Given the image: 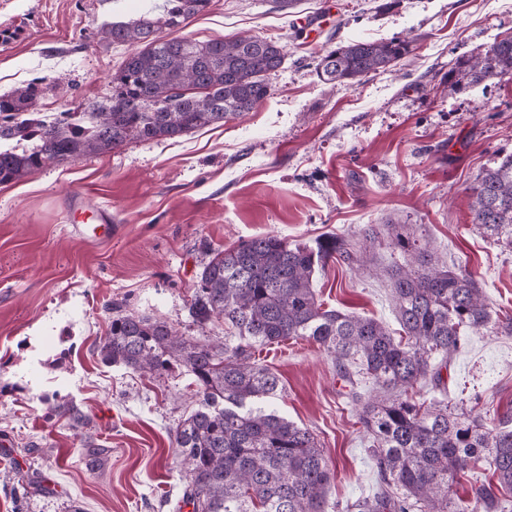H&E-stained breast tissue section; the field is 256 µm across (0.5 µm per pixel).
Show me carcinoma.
<instances>
[{
  "label": "carcinoma",
  "instance_id": "1",
  "mask_svg": "<svg viewBox=\"0 0 512 512\" xmlns=\"http://www.w3.org/2000/svg\"><path fill=\"white\" fill-rule=\"evenodd\" d=\"M210 0H165L146 12L104 28L114 44H136L112 73L108 103H91L78 119L62 112L42 116V82L0 94V141L35 135L21 151L0 149V184L18 181L43 165L109 153L129 141L172 140L204 126L254 110L270 95L268 75L286 55L277 42L242 34L200 42L170 38ZM410 52V41L339 43L317 65L325 84L356 83L385 71ZM512 74V36L448 72V87L461 90L490 76ZM472 223L512 249V155L479 173L470 188ZM403 263L375 271L386 279L395 317V339L381 322L327 309L318 300L316 270L341 259L358 264L375 246L378 232L364 235L359 249L346 237L290 244L256 236L214 253L199 273L188 315L204 329L224 322V336H186L162 318L128 314L112 303L97 351L102 362L143 377L176 371L190 376L197 409L172 431L177 464L185 473L177 510L191 512H331V468L309 429L279 416L265 401L279 377L256 358L259 348L309 339L335 360L341 377L372 381L367 399L352 390L358 423L371 439L376 475L372 495L358 512H505L499 493H512V414L489 428L480 417L442 401L415 399L424 383L445 387L448 358L463 337L491 323L484 289L460 265L439 263L417 246L402 224L386 225ZM49 413L77 425L86 417L72 402H54ZM110 448L92 442L81 450L95 473ZM486 461L495 483L471 486L454 497L457 477Z\"/></svg>",
  "mask_w": 512,
  "mask_h": 512
}]
</instances>
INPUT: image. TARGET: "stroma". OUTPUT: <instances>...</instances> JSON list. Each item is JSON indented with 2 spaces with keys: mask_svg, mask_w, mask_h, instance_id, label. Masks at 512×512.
I'll return each mask as SVG.
<instances>
[{
  "mask_svg": "<svg viewBox=\"0 0 512 512\" xmlns=\"http://www.w3.org/2000/svg\"><path fill=\"white\" fill-rule=\"evenodd\" d=\"M163 0H0V93L43 79L37 110L83 111L112 94L132 51L103 39L106 24ZM252 34L283 46L271 97L254 111L175 140L130 142L106 155L57 162L0 184V512H173L183 477L170 431L196 406L187 376L149 379L104 364L96 344L110 303L161 316L188 336V305L214 251L257 235L310 246L369 226L409 225L440 261L481 283L493 319L512 318V250L473 224L470 187L512 154V78L460 92L448 71L512 35V0H211L179 29L198 41ZM407 39L394 66L355 84L320 82L326 50L351 40ZM108 207L111 239L71 231L85 204ZM314 288L326 306L400 326L383 279L336 261ZM280 379L272 402L321 442L330 502L370 494L367 441L332 356L310 340L265 347ZM449 405L493 420L512 411V336L465 337L443 373ZM75 402L74 427L47 419L44 396ZM109 448L88 472L86 441ZM39 471L49 495L25 497L17 470Z\"/></svg>",
  "mask_w": 512,
  "mask_h": 512,
  "instance_id": "35a3bbf8",
  "label": "stroma"
}]
</instances>
